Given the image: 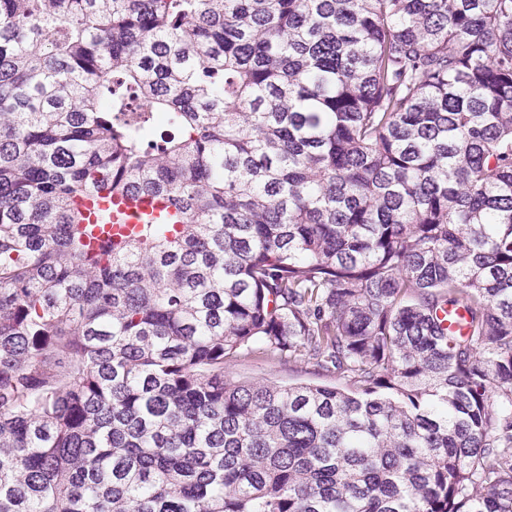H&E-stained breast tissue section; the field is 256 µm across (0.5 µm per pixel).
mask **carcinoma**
Wrapping results in <instances>:
<instances>
[{
	"label": "carcinoma",
	"mask_w": 512,
	"mask_h": 512,
	"mask_svg": "<svg viewBox=\"0 0 512 512\" xmlns=\"http://www.w3.org/2000/svg\"><path fill=\"white\" fill-rule=\"evenodd\" d=\"M0 512H512V0H0ZM167 201L155 196H120L112 195V192L104 187L98 188L84 200V207L91 223L97 221L99 210L112 211L113 224H126L122 230L128 232L133 224H139L138 219L143 214H152L159 217L168 210ZM224 374L234 381H251L272 379L282 384H292L301 381L323 382L340 384L334 378L317 379L311 374H305L293 364L265 358L261 355H252L242 358L224 369Z\"/></svg>",
	"instance_id": "1"
}]
</instances>
